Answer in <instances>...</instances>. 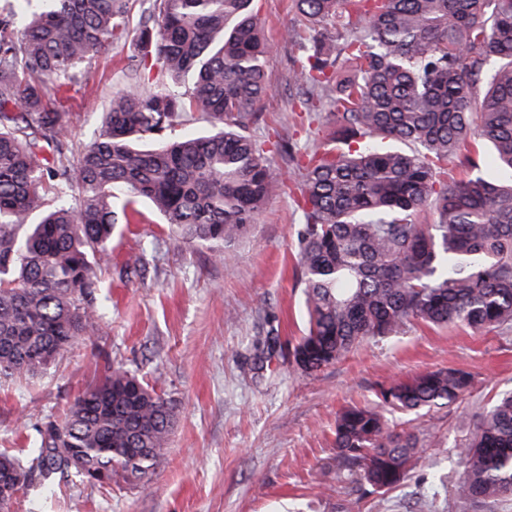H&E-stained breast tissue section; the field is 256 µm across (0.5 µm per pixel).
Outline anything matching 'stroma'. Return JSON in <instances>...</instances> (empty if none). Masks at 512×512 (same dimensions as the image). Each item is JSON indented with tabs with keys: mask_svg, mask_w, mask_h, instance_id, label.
I'll return each mask as SVG.
<instances>
[{
	"mask_svg": "<svg viewBox=\"0 0 512 512\" xmlns=\"http://www.w3.org/2000/svg\"><path fill=\"white\" fill-rule=\"evenodd\" d=\"M251 8L269 47V90L249 132L269 149L284 192L220 259L179 242L138 202L137 216L114 231L111 265L97 272L112 297L97 335L76 342L44 373L0 378V449L17 451L106 367H125L174 405L166 459L148 481L108 491L56 477L51 494L37 502L19 495L11 512H512V496L472 504L448 483L425 492L433 466L456 472L458 446L473 430L466 412L512 390V333L413 322L318 375L291 366L288 350L306 328L295 237L301 195L295 163L275 146H297L306 157L320 148L325 123L308 121L288 82L299 55L282 33L303 29L293 0H253ZM143 54L132 32L86 64L65 105L72 152L94 138L124 84V61ZM448 366L470 371L475 384L457 406L432 412L410 480L356 503L335 490L339 409L371 402L377 381Z\"/></svg>",
	"mask_w": 512,
	"mask_h": 512,
	"instance_id": "35a3bbf8",
	"label": "stroma"
}]
</instances>
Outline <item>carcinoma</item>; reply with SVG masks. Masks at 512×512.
<instances>
[{"instance_id": "cac0c4a2", "label": "carcinoma", "mask_w": 512, "mask_h": 512, "mask_svg": "<svg viewBox=\"0 0 512 512\" xmlns=\"http://www.w3.org/2000/svg\"><path fill=\"white\" fill-rule=\"evenodd\" d=\"M0 7V377L33 376L98 332L109 298L114 207L147 200L176 236L224 258L282 189L246 132L267 94L266 47L251 0H153L138 29L153 47L129 60L100 131L76 158L62 112L81 66L129 33L130 0H38ZM306 34L291 78L332 131L299 169L296 230L308 329L289 351L314 375L412 321L512 331V0H296ZM482 98L475 97L479 83ZM207 121L204 136L175 135ZM490 146L489 175L464 155ZM433 224H420L424 211ZM448 367L375 384L374 403L337 416L336 480L382 492L410 478L430 428L397 430L386 413L426 416L471 392ZM459 498L512 495V392L471 414ZM171 403L143 378L107 368L34 447L0 450V468L39 500L58 475L99 487L146 479L164 460ZM143 452L134 453L132 449Z\"/></svg>"}]
</instances>
